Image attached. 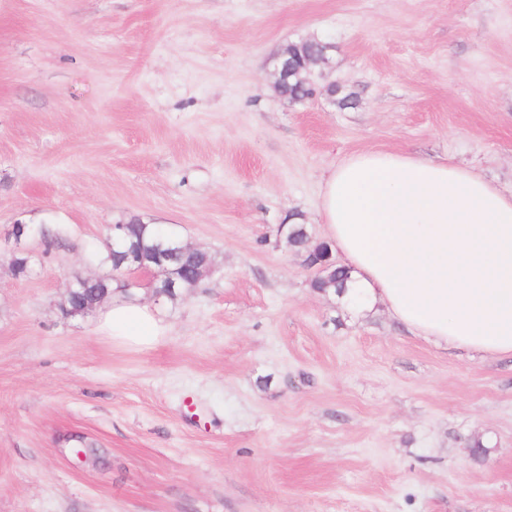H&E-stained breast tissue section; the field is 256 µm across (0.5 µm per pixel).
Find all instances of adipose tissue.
<instances>
[{
    "instance_id": "adipose-tissue-1",
    "label": "adipose tissue",
    "mask_w": 512,
    "mask_h": 512,
    "mask_svg": "<svg viewBox=\"0 0 512 512\" xmlns=\"http://www.w3.org/2000/svg\"><path fill=\"white\" fill-rule=\"evenodd\" d=\"M320 216L349 270L342 301L383 305L437 345L512 355V194L447 162L365 151L330 170ZM99 329L139 347L167 331L148 306L121 300Z\"/></svg>"
}]
</instances>
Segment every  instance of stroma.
<instances>
[{
	"label": "stroma",
	"mask_w": 512,
	"mask_h": 512,
	"mask_svg": "<svg viewBox=\"0 0 512 512\" xmlns=\"http://www.w3.org/2000/svg\"><path fill=\"white\" fill-rule=\"evenodd\" d=\"M313 36L355 106L274 91ZM363 150L512 192V0H0V512H512V356L347 310L278 232L326 242ZM131 217L216 261L172 299L138 277L143 349L62 311Z\"/></svg>",
	"instance_id": "obj_1"
}]
</instances>
